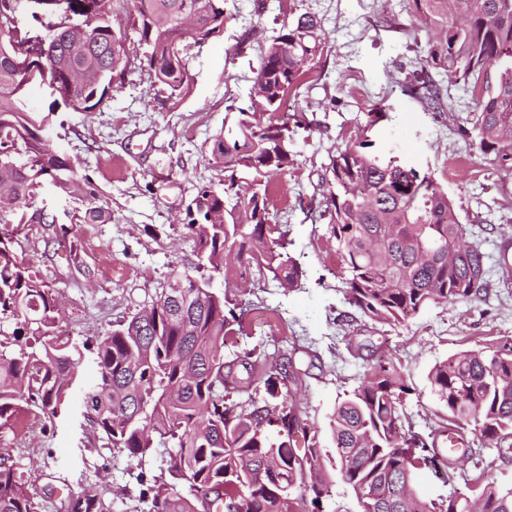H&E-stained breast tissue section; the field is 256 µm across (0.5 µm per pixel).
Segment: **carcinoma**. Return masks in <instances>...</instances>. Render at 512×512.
I'll return each mask as SVG.
<instances>
[{
    "label": "carcinoma",
    "instance_id": "1",
    "mask_svg": "<svg viewBox=\"0 0 512 512\" xmlns=\"http://www.w3.org/2000/svg\"><path fill=\"white\" fill-rule=\"evenodd\" d=\"M20 0H0V224L27 223L45 178L68 193L70 159L43 135L45 120L22 106L37 79L49 80L53 104L94 112L131 66L127 33L112 18L123 0H45L64 24L45 42L21 34ZM436 30L419 51L409 91L442 106L430 78L470 94L463 135L499 171L512 172V0H409ZM130 29L148 51L139 68L180 98L188 88L187 45L224 30V0H134ZM320 21L309 13L282 24L260 46V90L214 139L208 162L224 169V190L198 189L182 224L197 249L193 269H171L151 303L88 347L55 335L62 311L55 289L31 261L0 237V512H36V481L21 471L4 433L38 410L56 419L67 408L92 355L96 380L84 397L93 435L132 457L175 448L166 468L146 478L153 512H308L336 482L360 512H512V486L472 484L438 437L469 432L482 448L512 447V338L455 353L434 364L428 380L446 413L426 435L406 424L409 391L399 368L377 359L339 402L328 430L336 448L327 462L320 431L302 410L296 371L257 348L224 355L245 334V285L301 286L288 233L271 223L268 183L291 162L297 115L290 102L322 54ZM365 134L336 151L322 175L319 202L346 277L343 296L360 317L400 325L430 305L484 300L487 255L467 239L448 193L391 154L370 151ZM266 398H255L258 388ZM431 470L448 496L431 499L414 482ZM105 490L70 495L59 512H104Z\"/></svg>",
    "mask_w": 512,
    "mask_h": 512
}]
</instances>
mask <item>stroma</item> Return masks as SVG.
<instances>
[{"label":"stroma","mask_w":512,"mask_h":512,"mask_svg":"<svg viewBox=\"0 0 512 512\" xmlns=\"http://www.w3.org/2000/svg\"><path fill=\"white\" fill-rule=\"evenodd\" d=\"M224 31L187 51L189 92L166 101L147 72L131 69L119 91L97 112L54 105L46 83L26 95L27 109L47 120L46 135L70 158L77 180H91L96 203L110 217L64 234L84 215L78 195L51 183L38 189L29 208L34 220L16 237L14 249L30 259L61 298L57 335L75 343L105 335L150 302L173 267L196 261L194 243L179 211L199 187L224 186V171L207 156L224 128L226 107L246 105L259 65V42L278 34L283 21L310 13L321 22L325 48L295 111L293 161L270 180V210L288 232L290 251L305 277L288 290L270 284L253 289L259 305L246 318L240 346L280 351L306 376L303 408L327 430L336 404L353 390L366 361L352 357L343 341L372 342L399 365L411 392L403 412L416 431L438 422L442 410L428 381L433 365L462 350L512 337V279L493 269L485 302L433 305L398 326H363L352 316L342 289L343 262L326 224L312 223L321 200V174L336 150L367 132L376 150L394 149L447 191L471 240L497 254L512 238V174L493 169L470 138L458 131L466 97L452 89L454 111L432 112L408 94L404 77L436 32L412 13L408 0H224ZM256 42L245 52L231 48L245 31ZM384 106L387 117L366 128L367 114ZM83 392H76L65 419L36 423L12 446L37 486L54 494L37 499V512H57L59 500L90 486L106 489L104 512H148L135 476L164 466L170 451L154 448L145 459L102 447L85 427ZM464 470L478 483H512V453L485 450Z\"/></svg>","instance_id":"35a3bbf8"}]
</instances>
